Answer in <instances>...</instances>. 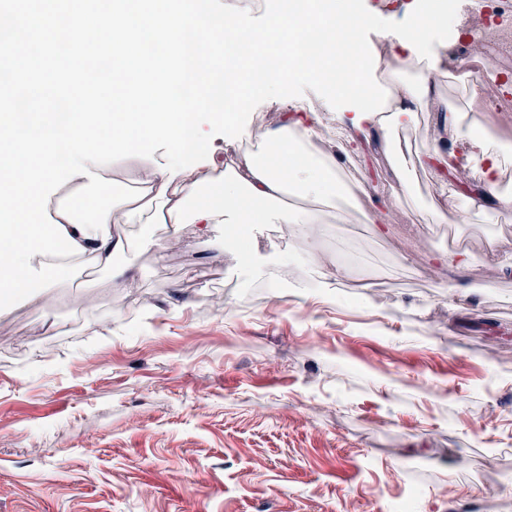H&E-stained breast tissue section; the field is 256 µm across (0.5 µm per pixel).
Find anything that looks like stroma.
Wrapping results in <instances>:
<instances>
[{"mask_svg":"<svg viewBox=\"0 0 512 512\" xmlns=\"http://www.w3.org/2000/svg\"><path fill=\"white\" fill-rule=\"evenodd\" d=\"M469 24L426 41L438 91L512 142L453 66ZM324 118L317 150L368 197L337 200L321 260L293 224L232 249L219 224H120L123 276L79 263L0 314V512H512V212L429 223L417 158L475 185L467 131L422 110L357 147Z\"/></svg>","mask_w":512,"mask_h":512,"instance_id":"obj_1","label":"stroma"}]
</instances>
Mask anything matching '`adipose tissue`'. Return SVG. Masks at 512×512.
I'll list each match as a JSON object with an SVG mask.
<instances>
[{
    "instance_id": "ef3b65f1",
    "label": "adipose tissue",
    "mask_w": 512,
    "mask_h": 512,
    "mask_svg": "<svg viewBox=\"0 0 512 512\" xmlns=\"http://www.w3.org/2000/svg\"><path fill=\"white\" fill-rule=\"evenodd\" d=\"M424 17L421 25L410 24L392 34L396 51L421 62L416 79L392 70L385 85L373 83L366 67L379 62L381 55L377 45L367 42L362 45L360 65H348L343 78H328L325 95L340 131L386 141L392 129L413 123L415 107L423 102L436 112L440 129H462L463 113L436 94L434 68L424 64L422 55L429 32L451 26L454 20L444 5ZM322 126L315 112L284 115L276 127L260 133L257 151H236L173 178L152 162L138 161L135 181L154 197L142 217L149 239L170 238L174 224H237L246 234L255 224L317 223L312 211L290 207L284 199L291 192L329 204L341 194L334 159L311 154L300 163L288 162L289 151L319 138Z\"/></svg>"
}]
</instances>
